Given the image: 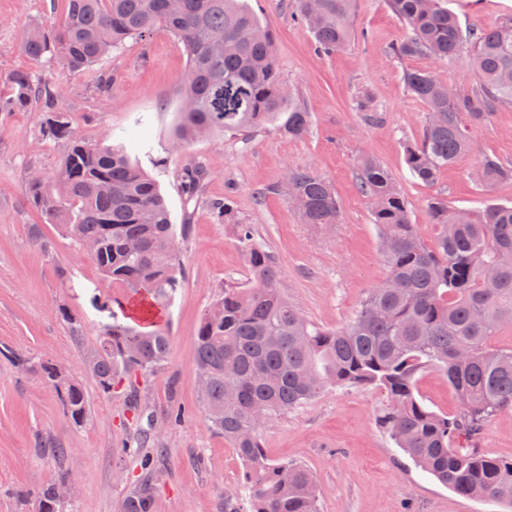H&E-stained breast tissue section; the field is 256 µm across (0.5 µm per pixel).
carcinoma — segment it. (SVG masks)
Returning a JSON list of instances; mask_svg holds the SVG:
<instances>
[{
  "label": "carcinoma",
  "mask_w": 512,
  "mask_h": 512,
  "mask_svg": "<svg viewBox=\"0 0 512 512\" xmlns=\"http://www.w3.org/2000/svg\"><path fill=\"white\" fill-rule=\"evenodd\" d=\"M407 27L393 48L400 58L427 55L456 59L470 49L479 86L448 89L430 71L408 70L409 93L427 109L420 142L405 145L413 178L433 184L442 169L473 147L471 129L501 104H512V22L488 28L462 27L447 0H389ZM353 0H297L300 20L324 53L351 37ZM163 29L188 56L183 102L173 145L215 132L248 135L272 128L290 138L304 136L311 115L284 93L275 37L247 0H65L63 18L31 28L23 51L34 61L49 57L72 72H89L128 39ZM0 112L23 111L39 103L45 112L42 136L63 146L50 174L28 173L33 207L76 244L98 243L93 260L112 283L143 290L156 307L171 303L181 287L177 234L170 210L153 179L124 146L97 145L71 137L79 128L63 109L62 94L37 83L27 70L0 77ZM361 188L373 200L372 223L388 268L350 323L329 329L310 320L281 286L275 256L256 244L251 228L240 227L252 283L226 288L204 313L197 332L195 362L209 427L230 441L245 466L242 485L251 512H319L317 483L304 465L273 461L263 449V429L330 388L375 386L389 398L382 424L394 444L424 472L455 493L512 506V458L491 456L473 445L487 422L512 409V349L489 346L504 324H512V204L491 201L482 209L448 207L433 198L428 213L439 226L434 247L418 236L407 205L389 174L369 156L359 162ZM209 170L182 168L186 205L206 206L222 223L230 215L222 199L206 200ZM300 200L303 223L330 230L339 223L333 187L309 170L286 175ZM512 180V167L491 157L482 161L487 191ZM168 332L157 325L138 330L112 316L101 350L90 361L99 390L129 387L134 454L140 474L130 485L123 512H154L152 478L163 460L158 420L138 400L133 376L155 370L169 353ZM61 395L67 416L87 419L82 386L40 365ZM442 371L457 394L452 414L431 410L417 398L418 376ZM59 482L42 486L39 512H63Z\"/></svg>",
  "instance_id": "obj_1"
}]
</instances>
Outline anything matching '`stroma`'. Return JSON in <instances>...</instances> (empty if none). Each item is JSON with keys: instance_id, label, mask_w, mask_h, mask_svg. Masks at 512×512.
<instances>
[{"instance_id": "obj_1", "label": "stroma", "mask_w": 512, "mask_h": 512, "mask_svg": "<svg viewBox=\"0 0 512 512\" xmlns=\"http://www.w3.org/2000/svg\"><path fill=\"white\" fill-rule=\"evenodd\" d=\"M249 3L274 31L279 68L310 112V128L299 139L271 129L217 134L176 152L172 134L188 60L181 42L160 29L126 40L95 70L76 74L22 51L28 28L62 18L63 7H51L50 0H0V75L32 71L62 91L64 109L90 140L120 136L132 159L158 182L175 224L183 222L177 172L184 165L205 163V197L230 204L231 217L221 223L199 208L181 239L182 286L161 321L170 336L168 359L136 383L142 405L155 417L174 406L186 411L181 423L160 431L165 461L154 479L155 512H250L237 490L245 467L231 443L208 428L195 368L202 314L224 288L251 282L239 225H250L255 241L275 255L289 298L309 319L337 329L388 273L371 222L372 200L359 187L360 156H372L387 170L429 246L437 238L427 212L431 198L468 210L489 198L512 202V180L488 192L480 184L483 157L512 166L510 103L474 128L472 150L444 168L434 184L414 179L405 162V144L422 137L426 108L407 91L404 71L429 69L451 88L467 91L477 82L468 52L450 63L424 55L398 58L393 47L406 26L388 0H354L349 42L323 55L297 19L294 0ZM449 6L465 26L512 21V0H449ZM43 118L36 106L0 116V512H38V489L62 478L77 486L64 512H121L139 473L128 452L127 393L100 392L88 364L110 321L93 298L116 306L130 302L133 293L103 278L92 258L29 203L28 171L53 172L62 152L60 144L43 138ZM290 169L313 171L332 184L341 204L334 230L302 223L280 190ZM36 233L48 251L33 245ZM10 350L30 358L32 369L18 370L6 356ZM47 361L84 387V423L66 416L58 392L37 372ZM417 391L434 411L458 409L440 371L422 374ZM387 402L373 386L328 389L266 427L265 453L310 468L320 512H502L455 494L396 448L378 423ZM45 437L65 448L63 459L40 452Z\"/></svg>"}]
</instances>
